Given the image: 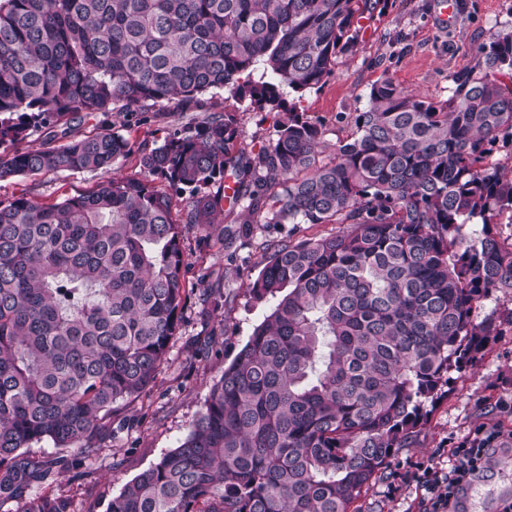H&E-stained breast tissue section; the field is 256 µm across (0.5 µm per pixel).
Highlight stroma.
<instances>
[{
    "instance_id": "stroma-1",
    "label": "stroma",
    "mask_w": 512,
    "mask_h": 512,
    "mask_svg": "<svg viewBox=\"0 0 512 512\" xmlns=\"http://www.w3.org/2000/svg\"><path fill=\"white\" fill-rule=\"evenodd\" d=\"M453 16L441 17V0H388L387 10L363 24L355 53L340 57L332 75L318 90L303 95L299 109L321 124L320 159L334 156L339 141L355 129L367 93L389 79L428 101L449 95L448 76L474 67L479 46L512 31V0H452ZM212 112L232 116L239 127V149L256 155L275 135L282 115L254 112L248 100L231 89L198 95L191 112L172 105L158 112H106L85 118L74 130L82 137L103 128L119 131L135 150L120 159L119 175L140 174L138 146H155L190 118ZM99 173L84 171L18 176L0 182V198L28 193L51 204L96 189ZM335 224H262L238 242L234 253L204 240L195 229L182 232L183 284L188 299L167 359L144 392L115 406L113 436L80 472L59 471L50 492L69 497L75 512H108L123 486L176 448L218 381L269 314L272 299H256L251 291L262 261L273 242L318 238L338 232ZM217 286L224 294L221 307L202 317L198 296ZM479 315L496 314L497 336L491 337L476 362L452 372L447 398L428 415L410 447L397 449L380 478L357 503L359 512H420L418 489L408 475L433 459L447 462L448 451L477 428L497 425L512 430V414L502 412L500 398L512 396V304L491 294Z\"/></svg>"
}]
</instances>
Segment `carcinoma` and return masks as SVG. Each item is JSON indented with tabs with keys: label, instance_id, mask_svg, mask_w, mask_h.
I'll use <instances>...</instances> for the list:
<instances>
[{
	"label": "carcinoma",
	"instance_id": "cac0c4a2",
	"mask_svg": "<svg viewBox=\"0 0 512 512\" xmlns=\"http://www.w3.org/2000/svg\"><path fill=\"white\" fill-rule=\"evenodd\" d=\"M387 2L0 0V146L48 135L1 154L0 180L102 174L54 204L0 199L1 508L72 512L41 486L93 459L114 405L166 361L186 299L181 225L230 250L250 229L219 217L268 194L267 224L346 230L273 245L252 283L276 299L270 313L184 440L109 512H359L363 489L448 395V371L497 335L473 312L493 291L512 301V243L493 232L512 224V168L493 161L512 146V32L449 76L445 100L372 85L327 162L322 126L283 98L321 88ZM224 87L255 112H286L253 159L217 113L142 147L139 177L114 171L133 149L122 134L70 138L97 112L187 110ZM157 178L189 193L182 213ZM40 443L58 453L31 454Z\"/></svg>",
	"mask_w": 512,
	"mask_h": 512
}]
</instances>
